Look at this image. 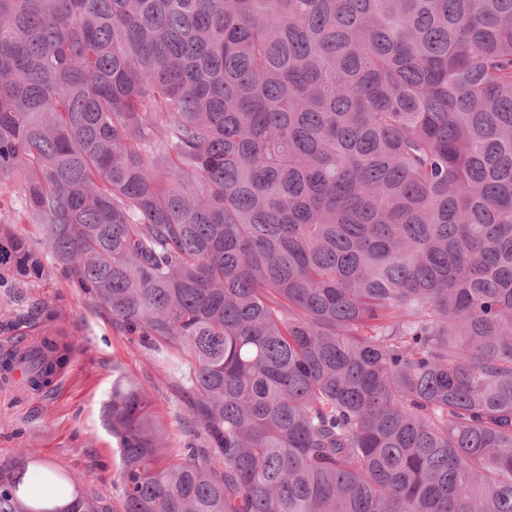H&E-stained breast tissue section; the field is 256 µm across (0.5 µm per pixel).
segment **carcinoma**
I'll return each mask as SVG.
<instances>
[{
	"label": "carcinoma",
	"mask_w": 512,
	"mask_h": 512,
	"mask_svg": "<svg viewBox=\"0 0 512 512\" xmlns=\"http://www.w3.org/2000/svg\"><path fill=\"white\" fill-rule=\"evenodd\" d=\"M9 184L0 281L51 260L206 447L121 375L118 504L20 448L0 512H512V0H0ZM21 192L17 185L0 187V224H10L15 230L31 229L29 224H15L21 211Z\"/></svg>",
	"instance_id": "obj_1"
}]
</instances>
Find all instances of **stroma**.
<instances>
[{
  "instance_id": "35a3bbf8",
  "label": "stroma",
  "mask_w": 512,
  "mask_h": 512,
  "mask_svg": "<svg viewBox=\"0 0 512 512\" xmlns=\"http://www.w3.org/2000/svg\"><path fill=\"white\" fill-rule=\"evenodd\" d=\"M48 304L53 321L26 323L27 312ZM59 330L78 337L61 377L49 390L23 394L0 388V459L26 449L35 466H48L80 478L84 488L117 498L116 444L101 418L112 381L120 374L148 386L152 409L163 422L171 459L181 458L187 446L203 447L181 415L185 399L176 382L139 343L112 321L94 296L51 275L38 287L23 282L0 286V348L20 336Z\"/></svg>"
}]
</instances>
